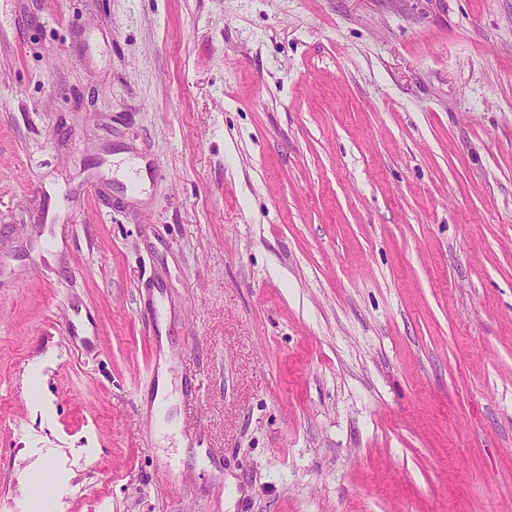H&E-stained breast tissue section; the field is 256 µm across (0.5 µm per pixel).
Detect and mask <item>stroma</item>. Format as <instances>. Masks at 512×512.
Listing matches in <instances>:
<instances>
[{
  "instance_id": "stroma-1",
  "label": "stroma",
  "mask_w": 512,
  "mask_h": 512,
  "mask_svg": "<svg viewBox=\"0 0 512 512\" xmlns=\"http://www.w3.org/2000/svg\"><path fill=\"white\" fill-rule=\"evenodd\" d=\"M41 459L53 512H512V0H0L7 512Z\"/></svg>"
}]
</instances>
